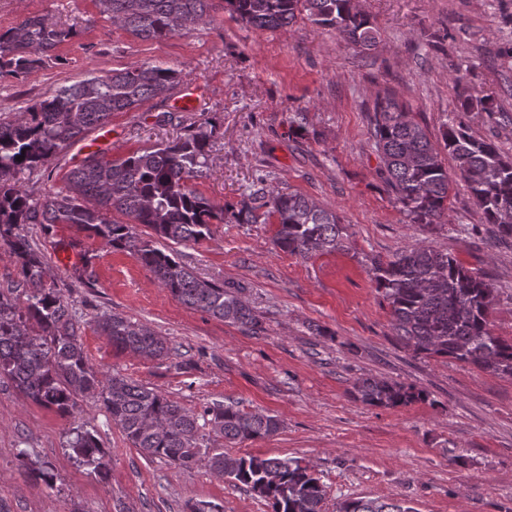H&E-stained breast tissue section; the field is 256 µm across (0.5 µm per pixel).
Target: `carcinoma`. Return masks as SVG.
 I'll return each mask as SVG.
<instances>
[{
	"instance_id": "1",
	"label": "carcinoma",
	"mask_w": 512,
	"mask_h": 512,
	"mask_svg": "<svg viewBox=\"0 0 512 512\" xmlns=\"http://www.w3.org/2000/svg\"><path fill=\"white\" fill-rule=\"evenodd\" d=\"M112 25L141 41H158L188 33L213 21L216 7L242 24L260 30L288 26L304 14L362 49L376 47L380 33L358 0H94ZM73 35L42 17H27L0 31V76L17 80L59 60L55 50ZM179 73L164 63L144 62L85 78L56 89L24 108L12 120H0V243L19 266L16 287L0 290V376L31 402L70 414L77 400L93 394L128 442L147 458L179 467L198 464L199 416L166 394L122 376L101 384L81 344L79 322L62 289L45 280L43 254L20 232L24 224H71L118 250L134 252L158 285L182 304L230 325L258 330L260 320L240 297L239 287L199 278L175 254L139 238L135 225L174 243H198L211 233L212 221L266 224L274 221L273 245L308 257L340 250V217L301 193L266 189L265 179L237 203L215 208L188 185L208 166L214 132L204 126L152 150L134 151L112 161L89 154L67 176L61 191L36 198L17 184V175L44 168L62 149L104 127L115 112H129L156 97L171 96ZM491 111L485 99L460 95L448 113L442 142L409 117L392 95H376L370 135L380 159L379 174L395 204L413 224H437L448 209L453 180L444 157L455 165L499 240H512V157L492 140L476 138L461 113ZM22 160H16V157ZM129 218L124 222L112 217ZM370 272L390 310L392 329L416 355L451 357L483 371L512 378V342L495 335L489 310L495 288L460 264L448 251L417 243L391 258L371 261ZM97 332L118 351L147 359H168L174 349L150 327L119 314L95 320ZM354 396L371 406L406 405L412 388L367 377L353 386ZM211 430L228 443L255 442L278 433L273 415L246 411L236 402L216 404L204 412ZM76 462L101 474L108 451L90 430L69 441ZM232 464L229 479L263 500L268 512H325L327 490L313 467L292 458L231 456L215 451L205 467ZM24 474L47 485L53 470L27 465ZM336 512H415L399 500L349 498Z\"/></svg>"
}]
</instances>
